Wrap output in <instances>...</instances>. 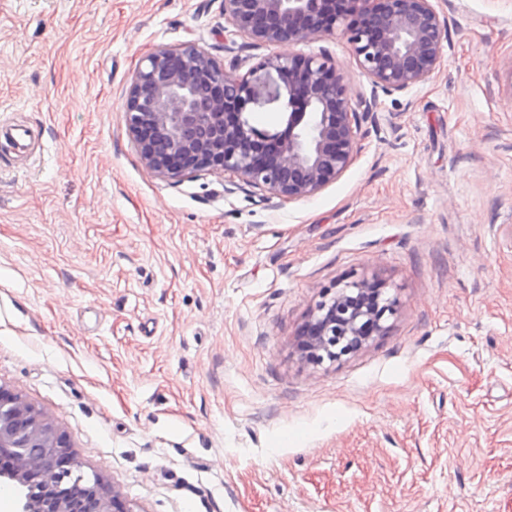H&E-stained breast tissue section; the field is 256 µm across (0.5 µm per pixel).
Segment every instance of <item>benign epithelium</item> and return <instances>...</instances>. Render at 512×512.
Masks as SVG:
<instances>
[{
    "label": "benign epithelium",
    "mask_w": 512,
    "mask_h": 512,
    "mask_svg": "<svg viewBox=\"0 0 512 512\" xmlns=\"http://www.w3.org/2000/svg\"><path fill=\"white\" fill-rule=\"evenodd\" d=\"M224 15L255 43L343 35L361 73L389 93L428 80L443 56L445 28L433 0H224ZM264 92L288 109L273 132L250 121ZM372 108L348 96L343 74L325 57L273 55L241 77L192 41L143 56L124 103L140 161L156 178L227 175L288 201L314 196L353 164L359 111ZM398 308L377 277L336 287L298 333L301 359L342 361L384 335ZM0 456L8 457L0 479L22 488L18 512H135L96 474L85 489L70 488L83 468L70 437L2 384Z\"/></svg>",
    "instance_id": "7a95c632"
}]
</instances>
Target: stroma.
Wrapping results in <instances>:
<instances>
[{"label": "stroma", "mask_w": 512, "mask_h": 512, "mask_svg": "<svg viewBox=\"0 0 512 512\" xmlns=\"http://www.w3.org/2000/svg\"><path fill=\"white\" fill-rule=\"evenodd\" d=\"M425 82L374 91L345 37L276 47L223 0H0V384L135 512H512V0H434ZM194 41L246 75L327 55L375 97L313 197L140 162L141 58ZM377 277L386 335L313 367L323 293Z\"/></svg>", "instance_id": "35a3bbf8"}]
</instances>
